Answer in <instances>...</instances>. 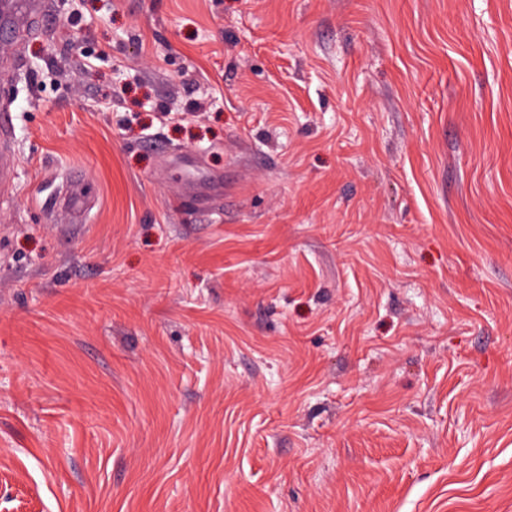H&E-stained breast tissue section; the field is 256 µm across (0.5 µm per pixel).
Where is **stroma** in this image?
I'll list each match as a JSON object with an SVG mask.
<instances>
[{"label":"stroma","mask_w":512,"mask_h":512,"mask_svg":"<svg viewBox=\"0 0 512 512\" xmlns=\"http://www.w3.org/2000/svg\"><path fill=\"white\" fill-rule=\"evenodd\" d=\"M14 55L0 512H512V0H53Z\"/></svg>","instance_id":"35a3bbf8"}]
</instances>
